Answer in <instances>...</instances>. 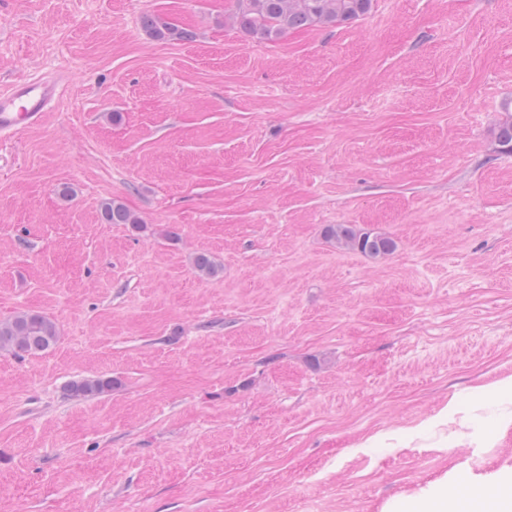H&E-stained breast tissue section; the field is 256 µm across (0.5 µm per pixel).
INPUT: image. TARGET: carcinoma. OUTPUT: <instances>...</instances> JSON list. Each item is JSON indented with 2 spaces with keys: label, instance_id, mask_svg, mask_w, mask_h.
I'll return each mask as SVG.
<instances>
[{
  "label": "carcinoma",
  "instance_id": "carcinoma-1",
  "mask_svg": "<svg viewBox=\"0 0 512 512\" xmlns=\"http://www.w3.org/2000/svg\"><path fill=\"white\" fill-rule=\"evenodd\" d=\"M235 21L248 35L258 40H272L294 29L315 25H334L367 13L372 0H235ZM144 25L155 36L189 40L192 33L174 26L156 15L144 17ZM102 217L108 224H138L134 214L121 202H107ZM336 242L373 257L390 254L395 242L382 235L361 232L349 224H336L326 230ZM54 321L45 315L24 312L0 321V351L14 355L37 354L48 350L57 340ZM112 389V380L96 379L74 382L76 394H99Z\"/></svg>",
  "mask_w": 512,
  "mask_h": 512
}]
</instances>
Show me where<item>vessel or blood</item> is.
I'll list each match as a JSON object with an SVG mask.
<instances>
[{
  "label": "vessel or blood",
  "instance_id": "obj_1",
  "mask_svg": "<svg viewBox=\"0 0 512 512\" xmlns=\"http://www.w3.org/2000/svg\"><path fill=\"white\" fill-rule=\"evenodd\" d=\"M60 83L51 78L21 80L0 91V144L37 122L58 99Z\"/></svg>",
  "mask_w": 512,
  "mask_h": 512
}]
</instances>
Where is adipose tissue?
<instances>
[{
	"mask_svg": "<svg viewBox=\"0 0 512 512\" xmlns=\"http://www.w3.org/2000/svg\"><path fill=\"white\" fill-rule=\"evenodd\" d=\"M400 512H512V485L477 486L441 480L404 495Z\"/></svg>",
	"mask_w": 512,
	"mask_h": 512,
	"instance_id": "1",
	"label": "adipose tissue"
}]
</instances>
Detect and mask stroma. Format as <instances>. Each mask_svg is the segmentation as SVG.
Returning a JSON list of instances; mask_svg holds the SVG:
<instances>
[{"instance_id":"stroma-1","label":"stroma","mask_w":512,"mask_h":512,"mask_svg":"<svg viewBox=\"0 0 512 512\" xmlns=\"http://www.w3.org/2000/svg\"><path fill=\"white\" fill-rule=\"evenodd\" d=\"M233 8L0 0V90L66 79L0 152V320L58 328L0 353V512H381L512 480V396L481 390L512 375V0H372L271 41ZM144 25L157 37H172L175 40H189L192 38V33L185 28H180L169 24L156 15H146L144 17ZM102 217L109 224L137 225L138 220L134 214L121 202L112 200L102 207ZM328 236L336 242L357 248L373 257L390 254L395 248V242L382 235H372L360 232L349 224H336L326 230ZM57 338L55 322L39 313L24 312L0 321V351L14 355L37 354L48 350ZM455 405L453 400H449L445 403L434 415L428 423H422L413 429H400L397 434L400 436V445L402 448L408 449L413 441V438L420 432L425 431L428 427H438L448 423V417L453 414Z\"/></svg>"}]
</instances>
